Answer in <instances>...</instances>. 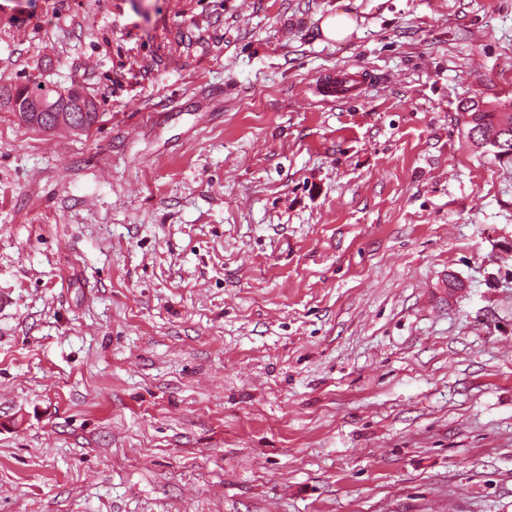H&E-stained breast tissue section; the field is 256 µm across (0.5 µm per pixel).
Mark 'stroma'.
<instances>
[{"instance_id":"obj_1","label":"stroma","mask_w":512,"mask_h":512,"mask_svg":"<svg viewBox=\"0 0 512 512\" xmlns=\"http://www.w3.org/2000/svg\"><path fill=\"white\" fill-rule=\"evenodd\" d=\"M24 85L0 512H512V0H0ZM354 25L351 17L341 11L322 23L321 32L328 39L342 41L352 32ZM312 91L324 98H333L340 101L355 96L359 91V83L353 74L346 71H338L317 82ZM81 90L75 87L68 88L63 91L57 89H46L42 86L30 89L28 86L17 87L14 90L0 91V109L2 106L9 105L10 99H14L16 103L24 104L28 100H37L42 102L47 108H53L62 98L63 94L69 95L79 93ZM3 96V101L1 97ZM96 106L94 100L87 96L86 94L82 95V97L75 101L74 103H69L63 110H60L57 116L54 119L55 126L59 128H67V126L71 125V116L70 112L81 111L88 112ZM92 113V115H90ZM98 118L97 110L95 112H88L87 121L88 125H92L96 122ZM463 110L468 113L470 120L466 123L469 127H480L484 135L494 139L485 142L472 140L474 143L482 147H492L496 157H512V112H495L476 102L466 104Z\"/></svg>"}]
</instances>
